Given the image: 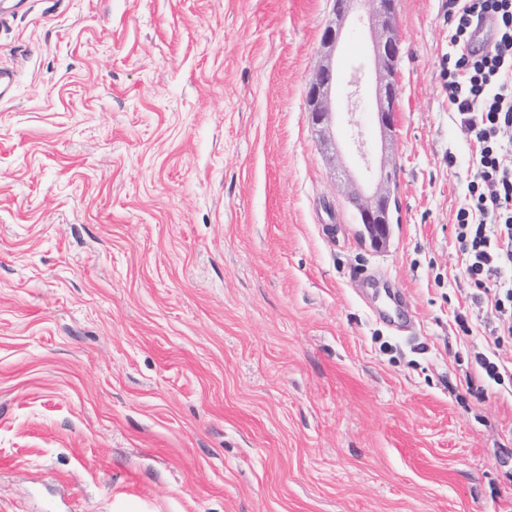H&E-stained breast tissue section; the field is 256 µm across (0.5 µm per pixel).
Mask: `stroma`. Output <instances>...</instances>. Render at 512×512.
Here are the masks:
<instances>
[{
	"label": "stroma",
	"mask_w": 512,
	"mask_h": 512,
	"mask_svg": "<svg viewBox=\"0 0 512 512\" xmlns=\"http://www.w3.org/2000/svg\"><path fill=\"white\" fill-rule=\"evenodd\" d=\"M332 9L0 0V512H512L448 0L398 2L392 141L356 114L399 201L380 251L349 126L327 154L306 112Z\"/></svg>",
	"instance_id": "35a3bbf8"
}]
</instances>
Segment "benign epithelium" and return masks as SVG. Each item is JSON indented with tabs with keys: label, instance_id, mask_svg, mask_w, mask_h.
<instances>
[{
	"label": "benign epithelium",
	"instance_id": "1",
	"mask_svg": "<svg viewBox=\"0 0 512 512\" xmlns=\"http://www.w3.org/2000/svg\"><path fill=\"white\" fill-rule=\"evenodd\" d=\"M370 21L374 32L376 78L370 89L378 128L382 135L392 133L396 125V110L400 97L398 63L400 42L395 32L398 0H370ZM357 0H333L335 20L328 24L320 41L321 64L306 91L308 118L311 125L324 134L336 126L337 76L334 59L344 24L358 9ZM362 76L354 74L343 93L346 109L351 111L360 101ZM391 173L380 168L379 186L367 194L360 190L350 195L356 221L363 237L377 250L386 247L391 226L397 223V200L390 187Z\"/></svg>",
	"mask_w": 512,
	"mask_h": 512
}]
</instances>
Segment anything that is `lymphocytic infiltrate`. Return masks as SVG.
I'll use <instances>...</instances> for the list:
<instances>
[{
	"label": "lymphocytic infiltrate",
	"instance_id": "1",
	"mask_svg": "<svg viewBox=\"0 0 512 512\" xmlns=\"http://www.w3.org/2000/svg\"><path fill=\"white\" fill-rule=\"evenodd\" d=\"M492 21L489 50L471 49ZM448 103L472 143L455 247L475 288L493 285L497 330L512 338V0H448Z\"/></svg>",
	"mask_w": 512,
	"mask_h": 512
}]
</instances>
